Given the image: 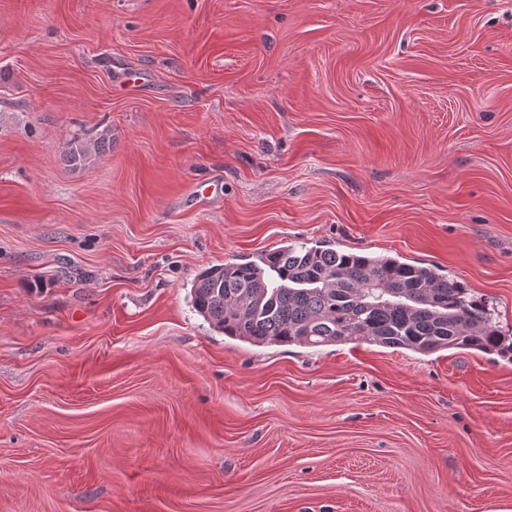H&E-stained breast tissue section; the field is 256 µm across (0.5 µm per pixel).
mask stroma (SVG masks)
Wrapping results in <instances>:
<instances>
[{"label":"stroma","instance_id":"35a3bbf8","mask_svg":"<svg viewBox=\"0 0 512 512\" xmlns=\"http://www.w3.org/2000/svg\"><path fill=\"white\" fill-rule=\"evenodd\" d=\"M290 244L512 334V0H0V512H512V362L195 311ZM108 142L109 136L107 134L100 135L90 143L74 140L68 145L67 151L65 152V159L71 166H84L90 160L93 153L97 154L105 150Z\"/></svg>","mask_w":512,"mask_h":512}]
</instances>
